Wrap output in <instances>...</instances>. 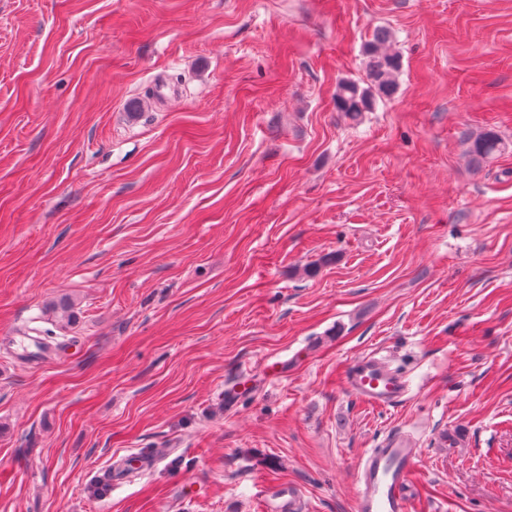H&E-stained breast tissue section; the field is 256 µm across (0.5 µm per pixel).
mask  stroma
Returning <instances> with one entry per match:
<instances>
[{"label":"stroma","mask_w":512,"mask_h":512,"mask_svg":"<svg viewBox=\"0 0 512 512\" xmlns=\"http://www.w3.org/2000/svg\"><path fill=\"white\" fill-rule=\"evenodd\" d=\"M372 352L396 406L341 385ZM393 431L410 512H512V0H0V512H354ZM388 38L386 31L377 30L365 46L369 57L370 89L362 88L352 80H343L337 86L336 109L346 112L354 120L362 112L372 109L375 97L388 98L396 91L395 74L399 71L400 59L385 49ZM504 148L501 137L494 131H487L478 136L471 145L470 152L474 159L491 157ZM171 448H159L145 454L124 455L111 466L107 479L112 486L118 487L128 482L133 472H142L154 469L169 453ZM254 497L264 504L265 508L257 509L263 512H300L303 508L300 492L293 484H285L276 488H268L259 484L256 486Z\"/></svg>","instance_id":"obj_1"}]
</instances>
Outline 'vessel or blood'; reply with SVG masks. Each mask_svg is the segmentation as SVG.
I'll return each instance as SVG.
<instances>
[{
    "label": "vessel or blood",
    "mask_w": 512,
    "mask_h": 512,
    "mask_svg": "<svg viewBox=\"0 0 512 512\" xmlns=\"http://www.w3.org/2000/svg\"><path fill=\"white\" fill-rule=\"evenodd\" d=\"M345 390L365 404L386 408L406 399L407 377L383 356L371 353L352 362L343 374ZM159 448L129 454L115 462L107 474L113 486L127 482L135 472L154 469L166 456ZM421 457L414 439L405 433L387 435L379 447L369 449L355 473V512H410L408 481ZM255 497L266 512H301L303 500L295 485L257 486Z\"/></svg>",
    "instance_id": "vessel-or-blood-1"
}]
</instances>
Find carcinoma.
Listing matches in <instances>:
<instances>
[{
	"mask_svg": "<svg viewBox=\"0 0 512 512\" xmlns=\"http://www.w3.org/2000/svg\"><path fill=\"white\" fill-rule=\"evenodd\" d=\"M388 38L386 31L378 30L365 46V53L369 57L371 87L362 88L358 82L352 80H343L337 86L336 109L347 113L354 120L372 109L374 98H388L396 91L395 74L399 71L400 59L385 49ZM503 148L501 137L489 130L472 142L470 152L474 159L480 160L494 155ZM52 309L60 319L62 329L75 320L73 303L67 297L55 301Z\"/></svg>",
	"mask_w": 512,
	"mask_h": 512,
	"instance_id": "carcinoma-1",
	"label": "carcinoma"
}]
</instances>
